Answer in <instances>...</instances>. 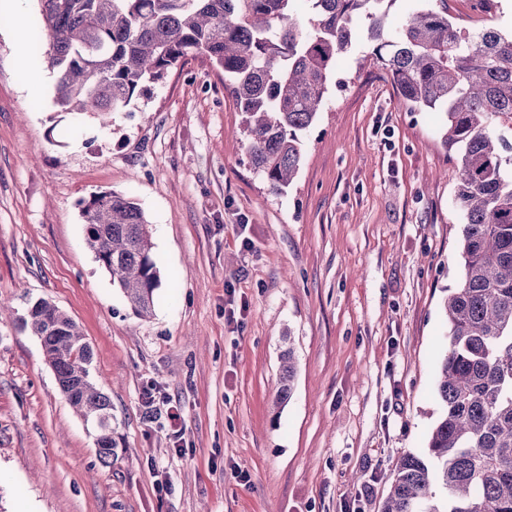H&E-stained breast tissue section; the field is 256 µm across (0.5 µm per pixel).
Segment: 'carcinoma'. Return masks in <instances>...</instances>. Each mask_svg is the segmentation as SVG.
<instances>
[{"mask_svg": "<svg viewBox=\"0 0 512 512\" xmlns=\"http://www.w3.org/2000/svg\"><path fill=\"white\" fill-rule=\"evenodd\" d=\"M39 2L37 36L48 46L62 110L106 117L203 54L224 72V88L246 115L250 162L276 192L297 174L303 135L323 111L336 59L352 52L362 31L370 57L411 110L445 113L461 224L460 277L444 301L441 415L426 452L397 463L380 512H512V33L460 28L448 7L429 3L391 28L394 0ZM80 206L96 262L133 312L150 316L161 276L142 208L115 192L93 194ZM19 321L40 340L99 462L112 466L119 444L112 404L77 324L43 298ZM294 377L288 349L276 402L291 397Z\"/></svg>", "mask_w": 512, "mask_h": 512, "instance_id": "obj_1", "label": "carcinoma"}]
</instances>
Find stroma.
Returning a JSON list of instances; mask_svg holds the SVG:
<instances>
[{
  "instance_id": "obj_1",
  "label": "stroma",
  "mask_w": 512,
  "mask_h": 512,
  "mask_svg": "<svg viewBox=\"0 0 512 512\" xmlns=\"http://www.w3.org/2000/svg\"><path fill=\"white\" fill-rule=\"evenodd\" d=\"M457 25L512 30L448 0ZM0 12V512H379L403 455L423 452L459 275V171L445 116L411 112L358 42L340 56L300 170L271 190L250 164L224 74L188 57L102 118L64 112L57 75L31 78ZM134 198L161 274L131 310L85 241L80 202ZM44 298L93 351L121 445L102 466L19 318ZM293 345V392L277 405ZM161 400L145 411L142 394ZM184 416L181 448L164 400ZM165 490H158V483Z\"/></svg>"
}]
</instances>
